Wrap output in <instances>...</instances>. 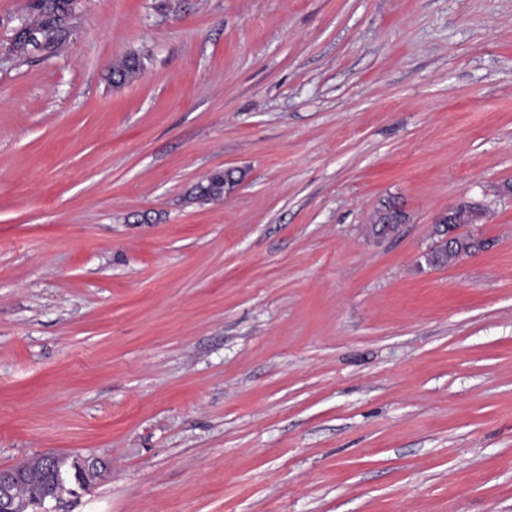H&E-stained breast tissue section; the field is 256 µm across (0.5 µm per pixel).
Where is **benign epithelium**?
Returning <instances> with one entry per match:
<instances>
[{"mask_svg":"<svg viewBox=\"0 0 512 512\" xmlns=\"http://www.w3.org/2000/svg\"><path fill=\"white\" fill-rule=\"evenodd\" d=\"M454 208L441 213L435 220L439 235L438 244L451 246L457 238V230L449 226ZM54 456L37 454L23 461L0 468V512H28L31 507H43L45 503L58 501L63 492L75 493L99 479L106 470L105 462L95 456L75 457L73 468L63 474L52 468ZM40 477L37 490L29 496L23 490L32 487V479Z\"/></svg>","mask_w":512,"mask_h":512,"instance_id":"7a95c632","label":"benign epithelium"}]
</instances>
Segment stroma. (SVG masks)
<instances>
[{"label":"stroma","instance_id":"obj_1","mask_svg":"<svg viewBox=\"0 0 512 512\" xmlns=\"http://www.w3.org/2000/svg\"><path fill=\"white\" fill-rule=\"evenodd\" d=\"M27 4L0 467L103 458L55 512H512V0H76L18 58ZM461 203L492 247L427 265ZM141 69V63L138 57L133 53H128L116 59L112 64V75L115 76V86L125 83L128 79L134 78ZM233 176V172L225 175L224 173L216 174L211 177L204 178L196 187L193 199L201 202H215L224 198V185L230 183L231 186L237 185L241 178ZM397 201L386 199L380 202L373 217V224H386V226L397 227L406 220V215L397 205Z\"/></svg>","mask_w":512,"mask_h":512}]
</instances>
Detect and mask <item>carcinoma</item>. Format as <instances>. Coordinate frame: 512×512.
Instances as JSON below:
<instances>
[{
    "label": "carcinoma",
    "mask_w": 512,
    "mask_h": 512,
    "mask_svg": "<svg viewBox=\"0 0 512 512\" xmlns=\"http://www.w3.org/2000/svg\"><path fill=\"white\" fill-rule=\"evenodd\" d=\"M74 13L73 0H32L27 17L23 20V29L16 32L11 44V51L20 57L27 53L31 42L26 38V32L35 30L44 41V49L54 50L65 42L71 35V26L67 20ZM141 69L138 57L128 53L116 59L112 64V75L119 86L135 77ZM240 179L229 173L216 174L203 179L196 187L193 199L201 202H215L224 198V185H236ZM406 220V215L397 205V201L386 199L380 202L373 217V223L386 224L396 227ZM457 258V251L447 248H436L427 255L428 264L444 266Z\"/></svg>",
    "instance_id": "carcinoma-1"
}]
</instances>
